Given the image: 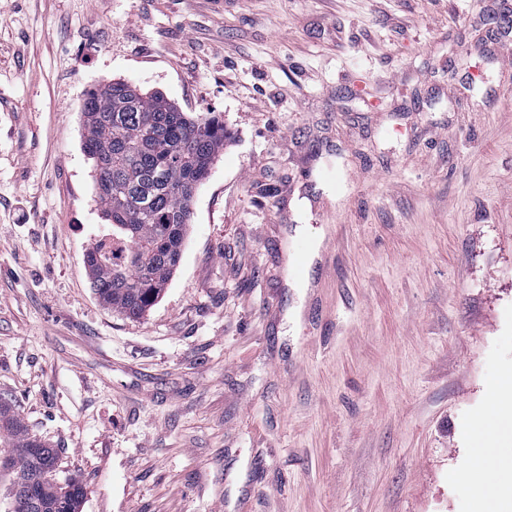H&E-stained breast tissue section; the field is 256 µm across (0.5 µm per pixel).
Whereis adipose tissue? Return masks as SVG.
I'll return each instance as SVG.
<instances>
[{
	"instance_id": "obj_1",
	"label": "adipose tissue",
	"mask_w": 512,
	"mask_h": 512,
	"mask_svg": "<svg viewBox=\"0 0 512 512\" xmlns=\"http://www.w3.org/2000/svg\"><path fill=\"white\" fill-rule=\"evenodd\" d=\"M492 411L477 426L473 458L478 469L498 475L481 496L482 512H512L507 491L512 488V379L492 383Z\"/></svg>"
}]
</instances>
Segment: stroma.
<instances>
[{
    "mask_svg": "<svg viewBox=\"0 0 512 512\" xmlns=\"http://www.w3.org/2000/svg\"><path fill=\"white\" fill-rule=\"evenodd\" d=\"M512 0H0V398L79 512H480L512 376ZM231 130L142 318L97 298L80 113ZM317 243L292 287L299 242Z\"/></svg>",
    "mask_w": 512,
    "mask_h": 512,
    "instance_id": "stroma-1",
    "label": "stroma"
}]
</instances>
